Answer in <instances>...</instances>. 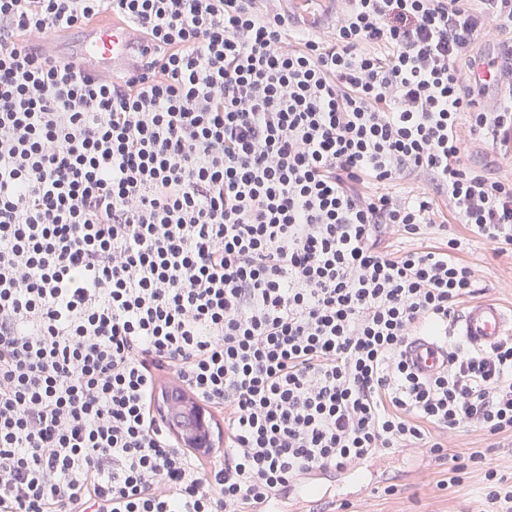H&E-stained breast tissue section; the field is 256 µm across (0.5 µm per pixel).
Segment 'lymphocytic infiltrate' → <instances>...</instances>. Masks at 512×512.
<instances>
[{"label": "lymphocytic infiltrate", "mask_w": 512, "mask_h": 512, "mask_svg": "<svg viewBox=\"0 0 512 512\" xmlns=\"http://www.w3.org/2000/svg\"><path fill=\"white\" fill-rule=\"evenodd\" d=\"M346 2L313 32L258 0H0V512H261L404 448L512 512L482 451L448 456L512 438V336L430 377L403 356L479 291L444 215L512 247V170L463 161L512 144L473 81L512 0ZM104 20L154 45L141 73L39 47ZM169 377L218 455L152 414ZM182 392L193 401L200 411L202 422L205 428V443L204 444H191L173 428L168 427V434L173 439L178 448L186 449L199 457L212 456L215 453V448L222 446L224 429L219 425L214 418L211 410L196 396V394L188 387L181 385ZM499 441L500 446L504 445L505 448H492L496 446L494 445L496 442L494 439L490 438L485 432L479 429L469 428L459 433L455 442L456 448H450V453L463 457L478 448L485 453L486 462L489 463V466H493L499 457L512 453L510 438L507 440L500 439Z\"/></svg>", "instance_id": "obj_1"}]
</instances>
